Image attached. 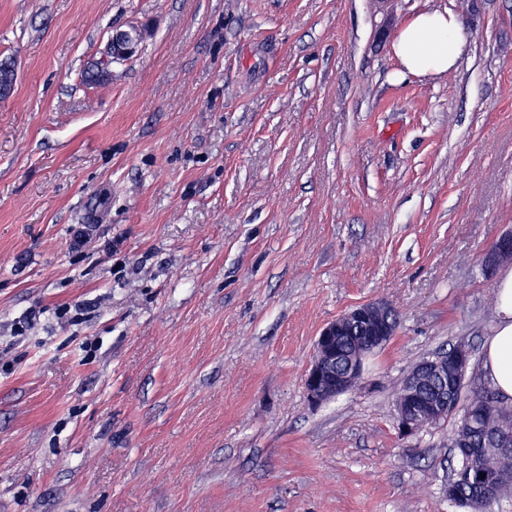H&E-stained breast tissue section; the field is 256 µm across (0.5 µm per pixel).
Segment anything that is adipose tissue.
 <instances>
[{
  "instance_id": "ef3b65f1",
  "label": "adipose tissue",
  "mask_w": 512,
  "mask_h": 512,
  "mask_svg": "<svg viewBox=\"0 0 512 512\" xmlns=\"http://www.w3.org/2000/svg\"><path fill=\"white\" fill-rule=\"evenodd\" d=\"M466 44L463 23L454 12L428 11L415 15L402 28L393 52L409 73L443 74L456 65ZM483 367L493 389L512 397V272L501 282L499 319L486 340Z\"/></svg>"
}]
</instances>
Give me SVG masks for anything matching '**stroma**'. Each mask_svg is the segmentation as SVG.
<instances>
[{
  "instance_id": "obj_1",
  "label": "stroma",
  "mask_w": 512,
  "mask_h": 512,
  "mask_svg": "<svg viewBox=\"0 0 512 512\" xmlns=\"http://www.w3.org/2000/svg\"><path fill=\"white\" fill-rule=\"evenodd\" d=\"M447 9L456 67L407 74ZM1 63L0 512H466L453 422L395 399L461 340L486 383L512 0H0ZM375 301L392 340L312 403L320 329ZM467 44L460 18L451 10L415 15L400 31L393 52L403 69L415 75L444 74ZM143 37L144 33L137 25L114 30L108 42V47L112 48V58L130 59L135 56Z\"/></svg>"
}]
</instances>
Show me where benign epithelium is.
<instances>
[{"mask_svg": "<svg viewBox=\"0 0 512 512\" xmlns=\"http://www.w3.org/2000/svg\"><path fill=\"white\" fill-rule=\"evenodd\" d=\"M144 37L142 29L131 25L116 29L108 42L112 57L130 59L139 51ZM512 256V231L502 234L484 257L485 267L491 268ZM391 311L379 302L356 306L346 314L327 323L315 341L314 355L305 374L307 396L314 403L337 397L351 390L362 377L364 359L391 340ZM357 325L362 329L360 339L364 351L359 362L350 365L343 374H336V339L346 334L348 327ZM471 362L468 346H459L451 357L441 354L423 359L418 372L408 381L407 397L397 406L399 428L404 434H412L424 428L448 420V416L461 414L468 419L467 430L456 435L452 447L460 456L471 452L468 434L476 431L484 438L499 440L496 429L480 423V414L461 407L455 392L460 380L466 378Z\"/></svg>", "mask_w": 512, "mask_h": 512, "instance_id": "7a95c632", "label": "benign epithelium"}]
</instances>
